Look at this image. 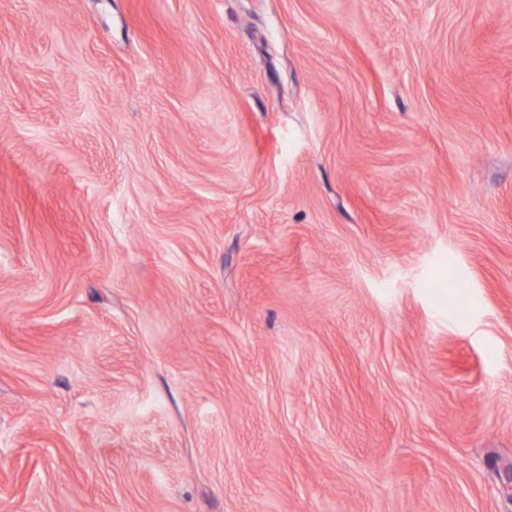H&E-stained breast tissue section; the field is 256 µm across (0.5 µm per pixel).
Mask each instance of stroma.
I'll list each match as a JSON object with an SVG mask.
<instances>
[{"label": "stroma", "mask_w": 512, "mask_h": 512, "mask_svg": "<svg viewBox=\"0 0 512 512\" xmlns=\"http://www.w3.org/2000/svg\"><path fill=\"white\" fill-rule=\"evenodd\" d=\"M512 0H0V512H512Z\"/></svg>", "instance_id": "stroma-1"}]
</instances>
